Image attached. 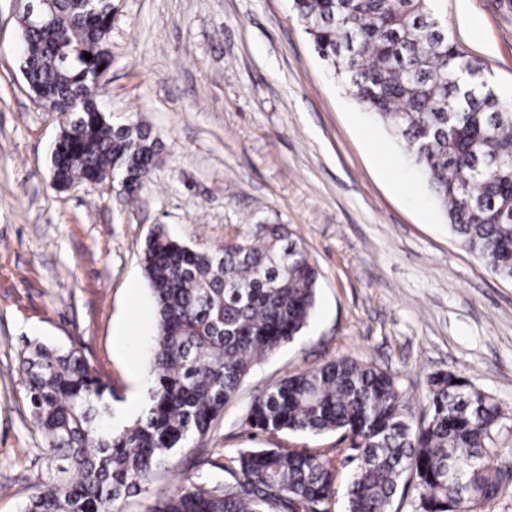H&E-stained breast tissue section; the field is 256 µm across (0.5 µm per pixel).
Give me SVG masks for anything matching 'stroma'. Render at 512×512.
Wrapping results in <instances>:
<instances>
[{"instance_id":"1","label":"stroma","mask_w":512,"mask_h":512,"mask_svg":"<svg viewBox=\"0 0 512 512\" xmlns=\"http://www.w3.org/2000/svg\"><path fill=\"white\" fill-rule=\"evenodd\" d=\"M112 67L96 101L139 119L159 161L133 197L120 183L52 186L60 118L21 72L13 0H0V512H23L44 445L19 355L75 348L112 389L115 423L146 399L157 320L141 249L157 225L215 249L258 224L287 225L319 271L309 326L251 371L200 446L181 448L123 512L213 477L205 457L314 448L347 478L338 435L253 434L252 397L348 355L400 376L413 409L453 370L512 412V280L460 247L401 143L334 79L291 0H112ZM448 34L512 89V0H445Z\"/></svg>"}]
</instances>
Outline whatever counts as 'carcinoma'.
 <instances>
[{
  "label": "carcinoma",
  "instance_id": "obj_1",
  "mask_svg": "<svg viewBox=\"0 0 512 512\" xmlns=\"http://www.w3.org/2000/svg\"><path fill=\"white\" fill-rule=\"evenodd\" d=\"M441 0H293L314 51L356 103L385 122L423 173L460 242L512 280V94L448 35ZM109 0H54L55 23L22 31L25 80L66 116L52 155L56 188L122 172L127 195L159 145L139 121L116 124L90 88L112 64ZM92 58L87 60L84 54ZM157 313L145 411L112 427L108 386L75 348L35 343L20 357L29 414L45 440L44 471L24 512H119L179 448L196 445L255 364L307 327L319 272L285 224H259L216 250L159 225L142 249ZM417 415L398 375L338 356L254 396L247 423L263 433H339L355 451L346 512H491L512 491V416L456 372L428 378ZM226 474L160 492L148 512H328L337 468L311 448H241Z\"/></svg>",
  "mask_w": 512,
  "mask_h": 512
}]
</instances>
